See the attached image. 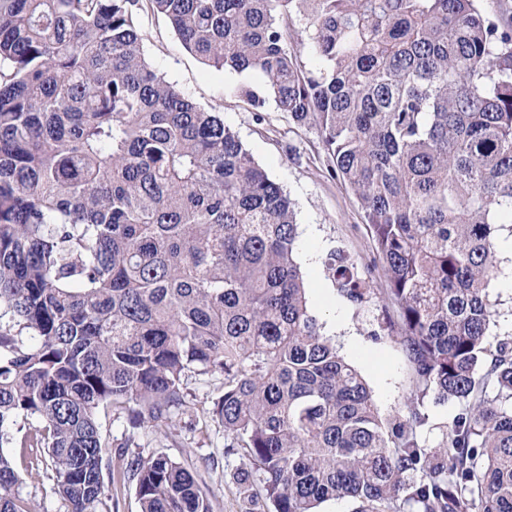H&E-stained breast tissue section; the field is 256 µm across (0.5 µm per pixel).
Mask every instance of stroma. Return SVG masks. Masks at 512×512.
Segmentation results:
<instances>
[{"label": "stroma", "instance_id": "35a3bbf8", "mask_svg": "<svg viewBox=\"0 0 512 512\" xmlns=\"http://www.w3.org/2000/svg\"><path fill=\"white\" fill-rule=\"evenodd\" d=\"M137 24L151 67L197 104L219 112L254 159L283 185L297 213L296 257L302 262L312 313L323 333L364 377L380 414L404 413L414 394L413 372L401 346L387 335V326L398 313L384 305L387 283L382 272L371 266L374 243L357 198L328 174L316 131L295 126L272 105L263 117H256L253 107L236 92L246 76L204 65L185 50L163 17L144 11ZM336 249L355 258L359 274L369 280L373 293L368 301L356 304L337 291L322 262ZM311 251L320 257L313 266L303 262ZM498 258L500 283L492 290L496 314L490 326L496 340L512 335V288L501 285L512 275V255L502 251ZM222 387L221 376H189L184 405L159 425L135 427L126 410L108 408L100 416L102 432L110 441L106 462L116 469L126 457L167 456L193 472L213 512H247L232 480L241 459L226 454L224 427L211 413ZM30 459L34 468L19 486L20 496L37 512H67L43 450L34 449Z\"/></svg>", "mask_w": 512, "mask_h": 512}]
</instances>
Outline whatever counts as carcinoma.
I'll list each match as a JSON object with an SVG mask.
<instances>
[{
	"label": "carcinoma",
	"mask_w": 512,
	"mask_h": 512,
	"mask_svg": "<svg viewBox=\"0 0 512 512\" xmlns=\"http://www.w3.org/2000/svg\"><path fill=\"white\" fill-rule=\"evenodd\" d=\"M479 0H0V512H34L5 447L46 450L70 512L114 473L99 423L212 413L267 512H512V344L493 343L496 244L512 224V25ZM166 18L238 92L317 131L357 196L418 394L382 417L323 335L292 203L214 112L147 63ZM302 22L297 48L289 21ZM326 269L371 297L341 250ZM497 396H487L488 387ZM461 405L433 446L424 399ZM24 422L17 436L14 427ZM141 512H213L194 474L128 459Z\"/></svg>",
	"instance_id": "cac0c4a2"
}]
</instances>
